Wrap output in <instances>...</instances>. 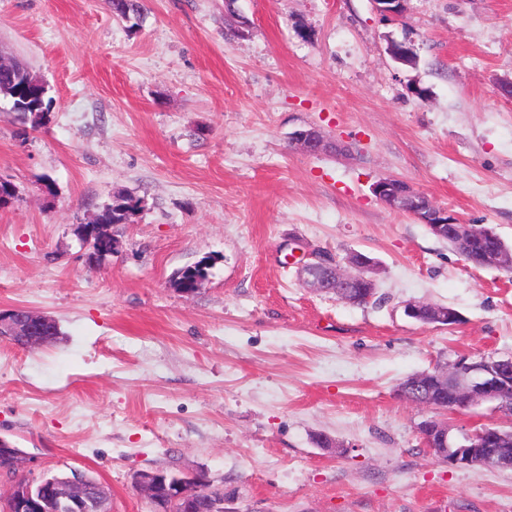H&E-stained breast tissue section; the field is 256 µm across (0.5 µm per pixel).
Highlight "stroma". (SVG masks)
I'll return each mask as SVG.
<instances>
[{"mask_svg":"<svg viewBox=\"0 0 512 512\" xmlns=\"http://www.w3.org/2000/svg\"><path fill=\"white\" fill-rule=\"evenodd\" d=\"M0 0V56L47 86L25 128L0 95V309L54 319L0 341V437L28 478L78 469L112 512H150L142 471L188 467L234 512H512V469L457 468L420 444L438 418L409 375L512 356V272L476 268L371 187L396 177L512 244V0ZM247 20L244 39L225 26ZM412 40L405 66L390 43ZM423 95H415L414 87ZM348 157L292 147L299 128ZM142 200L116 252L78 227ZM378 261L381 304L312 291L288 243ZM209 260L191 295L174 274ZM457 310L424 326L403 306ZM332 439L329 448L320 438Z\"/></svg>","mask_w":512,"mask_h":512,"instance_id":"1","label":"stroma"}]
</instances>
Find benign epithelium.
I'll return each mask as SVG.
<instances>
[{
	"label": "benign epithelium",
	"instance_id": "obj_1",
	"mask_svg": "<svg viewBox=\"0 0 512 512\" xmlns=\"http://www.w3.org/2000/svg\"><path fill=\"white\" fill-rule=\"evenodd\" d=\"M388 53L399 63L415 64L416 51L409 42L391 43ZM291 143L313 154L325 152L346 156L349 152L347 146L327 140L314 127L294 131ZM372 192L392 210L422 220L438 236L446 231V226L453 223L447 211L427 195L414 191L402 179L380 178L372 185ZM81 228L80 239L89 247L90 262L96 263L104 256L99 250L102 244L109 246L111 252L117 249L118 242L112 239L109 225L83 224ZM306 259L307 262L299 269V275L303 283L315 291L321 290L318 280V271L321 269L331 270L339 278H352L354 272L358 271L369 286H374V280L367 273L375 271V266L365 258L360 259L358 264L352 263L349 257L341 262L327 252L310 248ZM34 323L48 328L53 320L34 312L26 317L19 308L1 310L0 339L26 349H34L41 343V337L31 335ZM443 371L451 373L452 383L474 404L512 386V370L484 359L470 362L460 360L444 367ZM426 439L439 461L456 467L485 466L493 457L507 459L503 449L484 447L485 433L478 429L457 438V447L448 448V422L444 420L432 428ZM23 459L24 452L21 449L10 446L0 438V472L16 473ZM135 485L139 494L152 505L154 512H190L194 505L193 495L200 491L203 492L208 512H227L224 508V490L212 487L210 481L199 473L183 470L180 475L168 481L161 472L142 471L136 475ZM90 496L98 500L111 499L102 483L90 481L80 470L73 471L72 476L60 482L21 476L14 481L7 494L0 496V512H43L48 503L54 504L58 512H85Z\"/></svg>",
	"mask_w": 512,
	"mask_h": 512
}]
</instances>
